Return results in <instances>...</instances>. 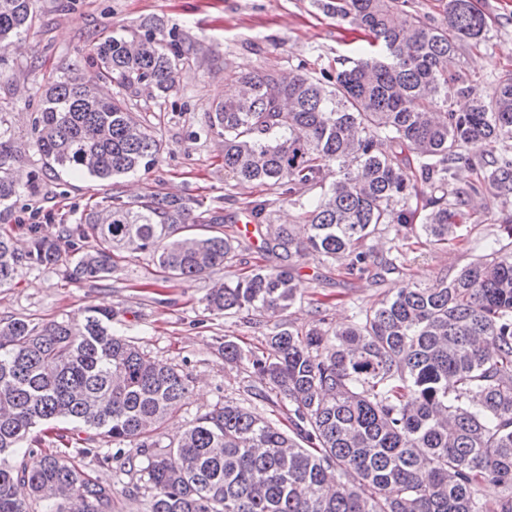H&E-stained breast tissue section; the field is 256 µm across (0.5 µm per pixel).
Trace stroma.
Masks as SVG:
<instances>
[{
  "mask_svg": "<svg viewBox=\"0 0 512 512\" xmlns=\"http://www.w3.org/2000/svg\"><path fill=\"white\" fill-rule=\"evenodd\" d=\"M477 2L491 19L489 32L479 46L458 51L454 68L488 90L512 77V0ZM33 9L32 28L0 54V131L21 149L14 165L20 182H29L35 174L41 179L40 193L21 194L8 220L0 222V232L21 245L28 241L30 223H39L42 234L53 238L61 223H74L87 205L105 206L116 194L130 200L151 191L198 201L203 219L221 214L224 231H232L240 217L239 203L269 199L262 188L225 175L221 141L207 129L213 103L223 98L238 73L267 68L285 75L303 63L333 71L353 57L361 42L358 32L323 14L313 0H34ZM147 18L160 19L166 30L194 46L180 62L175 88L166 100L144 95L136 99L137 111L163 138L161 158L148 171L112 182L50 171L35 146L42 86L69 67L91 74L93 43L110 33L131 34ZM487 203L495 220L480 224L475 216L465 215L444 249L422 237L386 235L379 243L381 254H403L407 268L377 285L366 279L345 280L337 263L307 256L300 268L306 293L290 311L294 326L308 327L319 309L331 326L341 327L353 322L359 307L382 295L430 284L441 271L456 274L483 254L486 240L505 236L501 220L512 215V200L491 197ZM223 278V271L217 270L165 282L149 254L130 252L121 253L111 277L95 282L72 283L52 268L25 269L12 287L0 289V319L23 316L47 323L88 305L117 311L121 333L193 379L178 417L161 430L162 442L227 401L286 423L287 409L250 397L247 388L255 377L226 365L218 351L227 340L245 348L262 346L267 332L265 326L206 310L207 294Z\"/></svg>",
  "mask_w": 512,
  "mask_h": 512,
  "instance_id": "35a3bbf8",
  "label": "stroma"
}]
</instances>
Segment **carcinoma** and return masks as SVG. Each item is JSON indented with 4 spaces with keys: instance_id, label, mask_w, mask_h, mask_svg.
Segmentation results:
<instances>
[{
    "instance_id": "1",
    "label": "carcinoma",
    "mask_w": 512,
    "mask_h": 512,
    "mask_svg": "<svg viewBox=\"0 0 512 512\" xmlns=\"http://www.w3.org/2000/svg\"><path fill=\"white\" fill-rule=\"evenodd\" d=\"M441 2L435 24L409 0H321L323 13L364 35L354 66L242 73L208 113L224 138V172L301 210V224H273L267 201L245 203L259 251L281 263L232 273L251 246L196 233L192 199L114 194L60 225L66 258L37 224L25 249L1 234L0 288L42 267L96 281L112 274L115 253L148 252L164 281L226 269L207 310L260 324L303 298L298 269L310 254L379 281L404 269L368 245L389 225L448 244L473 198L512 196V154L496 149L512 141V78L487 94L451 69L461 46L484 40L489 18L475 0ZM33 20L32 0H0V51ZM141 28L101 38L93 76L69 72L46 86L36 121L46 166L108 179L158 162L162 139L132 98H167L192 46L166 38L158 20ZM114 84L126 94H112ZM458 96L469 109L453 108ZM18 160L0 133V220L21 195ZM503 224L510 242L489 241L453 278L404 288L342 330L317 307L304 331L275 323L262 349L224 342L226 364L270 385L256 398L288 403L286 430L226 401L164 445L160 428L191 377L116 331L115 313L89 305L62 321H0V512H113L112 481L82 463L105 445L116 451L104 461L122 457L145 480L128 493L145 489L146 512H512V217ZM48 423L60 447L30 469L24 456ZM486 483L503 488L498 499L480 497Z\"/></svg>"
}]
</instances>
